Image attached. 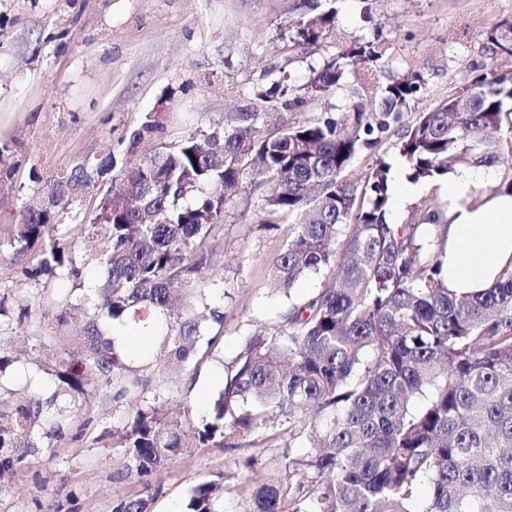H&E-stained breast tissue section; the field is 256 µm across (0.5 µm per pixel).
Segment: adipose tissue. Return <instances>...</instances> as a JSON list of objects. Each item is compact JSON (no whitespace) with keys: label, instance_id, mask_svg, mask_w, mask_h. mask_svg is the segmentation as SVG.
<instances>
[{"label":"adipose tissue","instance_id":"ef3b65f1","mask_svg":"<svg viewBox=\"0 0 512 512\" xmlns=\"http://www.w3.org/2000/svg\"><path fill=\"white\" fill-rule=\"evenodd\" d=\"M494 176L490 168L463 170L448 181L452 202L446 216L448 286L459 294L487 288L512 263V195L476 194Z\"/></svg>","mask_w":512,"mask_h":512}]
</instances>
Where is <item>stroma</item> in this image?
I'll return each instance as SVG.
<instances>
[{
  "label": "stroma",
  "instance_id": "1",
  "mask_svg": "<svg viewBox=\"0 0 512 512\" xmlns=\"http://www.w3.org/2000/svg\"><path fill=\"white\" fill-rule=\"evenodd\" d=\"M299 0H0V344L18 354L15 372L0 381V416L11 419L29 398L25 377L35 371L33 335L45 336L49 355L72 352L55 326L44 296L70 292L67 280L33 278L31 261H17L7 244L23 203L43 182L111 146L117 170L160 145H173L187 129L201 132L249 105L253 87L268 83L270 68L306 83L310 67L334 54L332 44L301 49L289 42ZM338 26L346 42L381 30L387 73L416 70L426 87L403 112L376 151L361 153L353 177L376 157L404 181L395 145L418 113L433 109L485 72L512 73V0H341ZM157 124L137 148L130 136L146 118ZM260 191L243 182L236 206L213 232L215 253L203 271L224 286V335L211 360L176 378L170 389L204 415L221 387L224 369L256 327H272L289 299L319 290L309 276L292 296L273 291L268 261L288 236L284 224L259 221ZM450 205L446 180L422 184L412 199L395 203L393 224L418 223L420 210ZM27 295L30 315L14 302ZM130 408L111 387H94L85 409L62 424L61 436L35 429L30 440L0 449V512H112L115 500L150 491L151 512H182L192 488L224 485V512H246L251 481L287 482L286 426L274 423V441L251 433L221 448H197L175 457L161 474L141 481L127 473L110 435ZM266 432V433H267Z\"/></svg>",
  "mask_w": 512,
  "mask_h": 512
}]
</instances>
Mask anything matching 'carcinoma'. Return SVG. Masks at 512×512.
Instances as JSON below:
<instances>
[{
  "mask_svg": "<svg viewBox=\"0 0 512 512\" xmlns=\"http://www.w3.org/2000/svg\"><path fill=\"white\" fill-rule=\"evenodd\" d=\"M340 0H301L295 46L336 42V55L296 86L289 74L253 88L245 112L224 125L187 132L122 172L124 188L105 189L112 147L55 175L23 204L7 245L37 252L31 276L74 282L52 301L76 354L44 372L54 392L33 395L0 426V448L63 413L59 402L96 382L133 403L112 433V447L138 476L161 472L193 448H222L234 435L280 419L302 456H284L290 481L263 483L249 512H512V265L480 293L448 289L443 251L421 229H443L441 211L423 208L418 224H391V165L377 158L352 180L357 155L377 147L391 124L421 95L420 72L385 73L380 34L350 45L336 26ZM362 82L344 84L348 71ZM346 91L345 117L292 125L279 109L297 110L304 92L325 99ZM407 178L439 180L453 167H493L512 156V76L481 74L434 109L421 112L397 143ZM251 176L263 189L261 223L286 221L288 238L270 262L273 286L291 297L312 274L327 286L290 302L277 323L244 339L223 388L199 419L168 412L165 379L197 368L224 329V305L200 277L210 265L212 231ZM96 189L91 210L62 181ZM94 232L81 236L78 263L60 240L71 237L60 215ZM100 279L85 284L83 269ZM149 340L119 343L112 324ZM161 376L153 394L140 376ZM143 495L121 498L112 512H149ZM184 512H224L213 483L192 489Z\"/></svg>",
  "mask_w": 512,
  "mask_h": 512,
  "instance_id": "carcinoma-1",
  "label": "carcinoma"
}]
</instances>
